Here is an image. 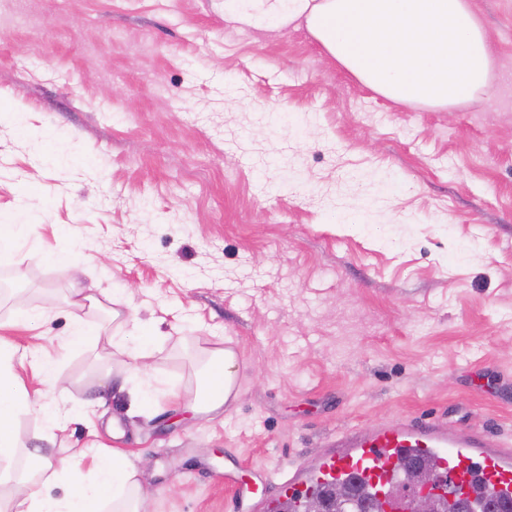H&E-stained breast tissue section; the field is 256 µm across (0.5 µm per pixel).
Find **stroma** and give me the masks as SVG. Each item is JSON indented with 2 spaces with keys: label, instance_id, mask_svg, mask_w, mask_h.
Here are the masks:
<instances>
[{
  "label": "stroma",
  "instance_id": "obj_1",
  "mask_svg": "<svg viewBox=\"0 0 512 512\" xmlns=\"http://www.w3.org/2000/svg\"><path fill=\"white\" fill-rule=\"evenodd\" d=\"M502 79L454 112L396 104L304 29L225 20L224 0H0V339L61 383L72 413L19 444L68 463L125 449L146 512H258L267 471L393 420L488 429L512 448V0H473ZM83 255L78 280L52 250ZM100 339L65 345L72 286ZM129 316L113 319V300ZM51 309L17 328L24 311ZM153 335L155 379L195 391L189 359L232 347L240 395L188 420L92 406L113 335ZM121 437H112L113 423Z\"/></svg>",
  "mask_w": 512,
  "mask_h": 512
}]
</instances>
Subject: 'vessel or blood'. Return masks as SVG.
<instances>
[{"mask_svg":"<svg viewBox=\"0 0 512 512\" xmlns=\"http://www.w3.org/2000/svg\"><path fill=\"white\" fill-rule=\"evenodd\" d=\"M409 456L435 466L443 478L448 502L466 495L474 512H483V489H493L502 503L512 502V448H503L484 431L448 429L439 422L395 420L372 432L338 435L324 456L288 472H270L279 488L276 498L264 501L265 512L282 506L298 507L306 498L348 480H356L366 496L384 501L385 512H408L405 500L395 498L396 487L409 477L395 468L396 459Z\"/></svg>","mask_w":512,"mask_h":512,"instance_id":"vessel-or-blood-1","label":"vessel or blood"}]
</instances>
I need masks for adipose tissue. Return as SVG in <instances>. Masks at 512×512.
<instances>
[{
	"label": "adipose tissue",
	"instance_id": "obj_1",
	"mask_svg": "<svg viewBox=\"0 0 512 512\" xmlns=\"http://www.w3.org/2000/svg\"><path fill=\"white\" fill-rule=\"evenodd\" d=\"M224 12L255 27L303 23L319 49L384 98L450 112L496 91L497 57L473 0H224ZM25 354L0 346V462L19 451V416L41 407L49 433L71 417L40 406L16 366ZM200 390L179 399L191 418L223 415L239 397L232 348L205 349ZM143 471L121 448L98 446L82 476L27 452L26 465L0 474V512H144Z\"/></svg>",
	"mask_w": 512,
	"mask_h": 512
}]
</instances>
